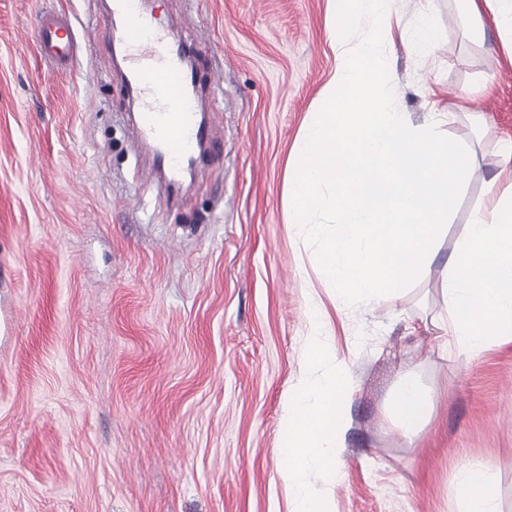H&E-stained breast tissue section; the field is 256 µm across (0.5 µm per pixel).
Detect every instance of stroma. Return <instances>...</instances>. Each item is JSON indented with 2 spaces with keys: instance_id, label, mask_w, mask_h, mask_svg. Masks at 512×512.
<instances>
[{
  "instance_id": "1",
  "label": "stroma",
  "mask_w": 512,
  "mask_h": 512,
  "mask_svg": "<svg viewBox=\"0 0 512 512\" xmlns=\"http://www.w3.org/2000/svg\"><path fill=\"white\" fill-rule=\"evenodd\" d=\"M69 14L78 65L34 39ZM197 50L219 149L208 179L142 170L135 102L102 34L104 0H0V512H291L281 416L320 306L355 391L331 512H460L464 464L486 462L512 512V340L478 356L439 348L449 256L512 147V59L454 0H392L384 50L395 104L478 155L426 279L401 298L334 306L314 249L289 230L287 183L305 124L340 60L328 0H149ZM430 23L427 54L408 37ZM222 78L212 84L210 68ZM435 398L418 437L387 406L404 370Z\"/></svg>"
}]
</instances>
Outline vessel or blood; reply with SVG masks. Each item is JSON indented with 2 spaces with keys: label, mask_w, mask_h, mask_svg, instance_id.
Returning <instances> with one entry per match:
<instances>
[{
  "label": "vessel or blood",
  "mask_w": 512,
  "mask_h": 512,
  "mask_svg": "<svg viewBox=\"0 0 512 512\" xmlns=\"http://www.w3.org/2000/svg\"><path fill=\"white\" fill-rule=\"evenodd\" d=\"M109 14L122 19L115 32L123 47L125 78L139 102L138 133L153 150L148 174L165 170L176 176L189 165L203 174L198 150L210 140L211 130L199 119L196 100L189 93L196 75L183 62L187 46L168 41L142 10L141 0H110ZM36 42L47 63L73 64L78 43L66 15H44Z\"/></svg>",
  "instance_id": "1"
}]
</instances>
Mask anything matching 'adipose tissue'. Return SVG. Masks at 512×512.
Instances as JSON below:
<instances>
[{
  "mask_svg": "<svg viewBox=\"0 0 512 512\" xmlns=\"http://www.w3.org/2000/svg\"><path fill=\"white\" fill-rule=\"evenodd\" d=\"M475 18V36H484L480 21L490 12L502 40L512 48V0H461ZM485 203L467 224L464 237L449 257L444 289L450 315L443 323V347H464L477 354L512 338V154L503 155L497 171L484 182ZM322 322H314L309 350L298 386L283 407V448L287 460L279 476L295 497L294 512H327L311 481L315 473L332 471L347 426V403L353 381L345 359L336 357ZM331 367L320 379L319 363ZM434 408V398L409 372L402 373L388 407L396 429L417 435ZM487 464L464 468L456 496L464 512H497L488 491Z\"/></svg>",
  "mask_w": 512,
  "mask_h": 512,
  "instance_id": "obj_1",
  "label": "adipose tissue"
}]
</instances>
